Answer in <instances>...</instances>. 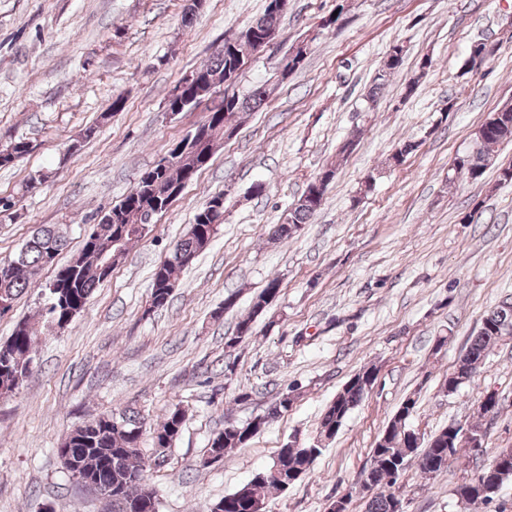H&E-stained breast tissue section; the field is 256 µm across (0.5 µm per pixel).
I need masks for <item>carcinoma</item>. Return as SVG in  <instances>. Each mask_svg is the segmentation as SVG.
Masks as SVG:
<instances>
[{"mask_svg": "<svg viewBox=\"0 0 512 512\" xmlns=\"http://www.w3.org/2000/svg\"><path fill=\"white\" fill-rule=\"evenodd\" d=\"M282 11L272 8L267 0L265 12L251 24L241 29L237 37L224 44L211 59L194 69L214 83L224 84V96L214 98L207 107L205 119L197 128L205 131L201 138H183V149L175 167L160 169L151 167L143 171L136 185L117 203L99 216L86 235L80 253L68 264L58 268L54 279L43 289V303L38 310L40 320L19 321L12 336L0 343V395H11L19 386V378L28 376L33 364V347L41 335L40 327L63 330V317L68 310L78 315L93 291L111 275L113 266L104 263L101 253L107 245L112 251L127 255L130 247L146 235L153 220L151 213L164 204L172 189L181 183L188 171H198L213 155L217 143L225 139L224 113L239 115L240 112L256 108L265 99L266 90L257 87L246 95L234 91L243 61L254 52L257 37L250 35L255 28L266 31L278 28ZM405 47L395 44L390 48L383 65L371 80L368 99H373L382 90L390 75L403 63ZM477 148L456 157L452 164L455 173L473 180L481 178L491 164L490 150L502 143L512 142V105H504L490 113L475 131ZM31 142L25 137H14L0 143V167L13 164L29 154ZM336 168H325L313 178L306 189L288 210L282 223L274 226L272 235L286 240L307 222L322 206L328 185L334 178ZM224 224V211L210 213L201 208L194 216L184 236L177 241L169 260L159 265L152 274L150 298L152 312L169 302L176 283V272L191 265L198 253L204 249ZM67 246V239L56 225L37 227L19 253L12 260L0 263V315L8 314L15 300L36 284L38 272L54 264ZM279 293V280H268L265 288L253 301L251 313L237 325L238 336L252 332L253 318L261 315ZM512 337V298L503 300L481 320L477 335L461 356L462 380L455 381L451 392L474 381L479 364L505 337ZM377 378V368L371 366L360 370L336 395L320 423V436L332 439L349 413L360 403L364 394ZM294 398L286 392L267 411L258 416L260 426L280 412L288 410ZM416 400L406 398L387 424L383 436L371 451L370 468L364 477L370 480L375 492L367 503L366 512H396V483L399 474L411 464L417 466L424 479H434L448 469V428H443L422 445L411 439L408 420L413 415ZM186 421L185 411L175 407L154 431L153 445L157 455L171 448L179 437ZM258 432L241 424H226L217 432L207 446L206 455L219 461L232 448H242ZM142 422L139 413L124 409L114 416L107 414L75 427L65 438L57 453L65 468L83 482L90 477L100 486L112 487V512H133V505L156 492L147 476V464L141 452ZM321 453L315 445L310 448H281L272 464L240 489L224 496L215 504L221 512H251L240 496V491L249 489V498L265 504L272 492H281L305 475ZM508 464L500 484L512 480V448H502L490 462L477 468L457 489L461 503L487 504L493 495H483L479 485L484 478L494 476L497 468Z\"/></svg>", "mask_w": 512, "mask_h": 512, "instance_id": "1", "label": "carcinoma"}]
</instances>
